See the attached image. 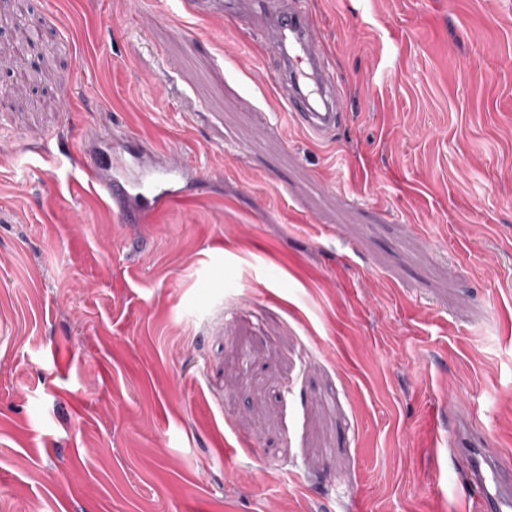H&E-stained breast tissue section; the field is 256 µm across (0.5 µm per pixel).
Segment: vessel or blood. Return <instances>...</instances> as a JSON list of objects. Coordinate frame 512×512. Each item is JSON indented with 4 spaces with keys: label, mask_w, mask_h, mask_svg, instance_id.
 <instances>
[{
    "label": "vessel or blood",
    "mask_w": 512,
    "mask_h": 512,
    "mask_svg": "<svg viewBox=\"0 0 512 512\" xmlns=\"http://www.w3.org/2000/svg\"><path fill=\"white\" fill-rule=\"evenodd\" d=\"M192 5L199 14L245 24L254 42L273 52L278 60L275 88L291 120L320 135L335 130L343 112L339 83L300 0H192ZM83 174L87 186L116 204L130 223L185 195L178 175L166 171L148 182L113 177L112 158L102 153L92 154ZM461 454L468 492L482 512H512V465L483 448H465Z\"/></svg>",
    "instance_id": "obj_1"
}]
</instances>
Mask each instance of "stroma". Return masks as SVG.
<instances>
[{
  "mask_svg": "<svg viewBox=\"0 0 512 512\" xmlns=\"http://www.w3.org/2000/svg\"><path fill=\"white\" fill-rule=\"evenodd\" d=\"M327 139L179 0H29L0 64V512H481L512 462V0H303ZM191 174L123 221L99 143ZM68 152V174L39 156ZM466 461L468 493L476 498L483 512L512 510V467L485 448H458Z\"/></svg>",
  "mask_w": 512,
  "mask_h": 512,
  "instance_id": "1",
  "label": "stroma"
}]
</instances>
